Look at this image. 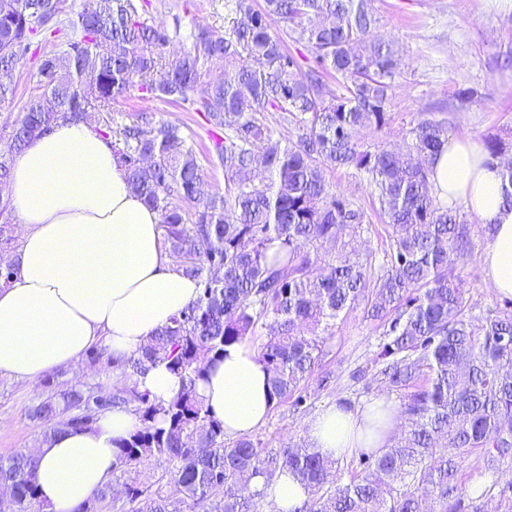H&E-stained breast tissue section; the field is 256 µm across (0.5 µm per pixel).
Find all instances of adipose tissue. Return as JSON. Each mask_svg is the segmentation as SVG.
I'll return each mask as SVG.
<instances>
[{
  "mask_svg": "<svg viewBox=\"0 0 512 512\" xmlns=\"http://www.w3.org/2000/svg\"><path fill=\"white\" fill-rule=\"evenodd\" d=\"M431 180L444 203L494 225L483 268L496 293L512 296V210L499 169L487 165L477 140L452 138ZM8 197L22 233L17 273L0 286V376L34 382L95 348L131 357L197 299V281L163 247L158 212L86 122L66 121L33 140L15 159ZM199 392L228 439L252 433L269 415L267 373L248 343L227 348ZM382 404L316 412L306 424L313 448L332 459L381 451L399 424L392 416L383 432L372 430ZM138 425L131 408L115 406L88 430L38 443L39 495L51 512H77L110 482L116 444Z\"/></svg>",
  "mask_w": 512,
  "mask_h": 512,
  "instance_id": "1",
  "label": "adipose tissue"
}]
</instances>
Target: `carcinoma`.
I'll return each instance as SVG.
<instances>
[{
  "mask_svg": "<svg viewBox=\"0 0 512 512\" xmlns=\"http://www.w3.org/2000/svg\"><path fill=\"white\" fill-rule=\"evenodd\" d=\"M65 2L0 0V73L13 71L38 37L52 42L35 93L0 147V184L32 140L99 113L132 189L159 213L165 249L200 285L198 298L138 355L116 361L103 349L89 352L91 363L120 370L122 386L108 392L62 372L43 379L28 412L43 441L126 404L140 425L118 443L114 470L173 464L170 478L127 482L119 497L106 484L78 512H99L108 499L123 512H258L263 493L252 479L269 483L284 471L307 489L302 512H484L486 499L512 503V479L499 471L512 459V307L481 318L468 304L455 261L472 225L442 205L431 182L447 124L420 120L398 150L362 143L364 131L387 124L401 65L392 42L374 32V0H264L259 10L252 0H225L224 27L194 25L190 48L179 54L168 51L177 31L148 15V0H88L73 15ZM294 32L310 48L305 69L286 47ZM206 65L224 69V78L205 81ZM328 75L341 93L326 91ZM132 87L189 104L224 131L212 157L224 168V193L203 188L179 125L141 113L112 128V101ZM271 111L296 138L274 136L263 120ZM483 145L512 207L506 144L487 136ZM345 166L366 176L389 226L379 262L361 250L367 211L326 181V169ZM15 248L5 220L0 256ZM358 308L370 319L388 317L374 364L383 391L399 398L389 448L362 454L346 480L339 460L306 441L277 452L247 435L224 438L199 393L208 365L230 346L255 344L273 405L292 399L299 407L325 337ZM158 362L181 379L164 404L138 388ZM476 451L492 478L467 486L458 459ZM36 472L28 449L0 459V488L11 492L0 512H48Z\"/></svg>",
  "mask_w": 512,
  "mask_h": 512,
  "instance_id": "carcinoma-1",
  "label": "carcinoma"
}]
</instances>
